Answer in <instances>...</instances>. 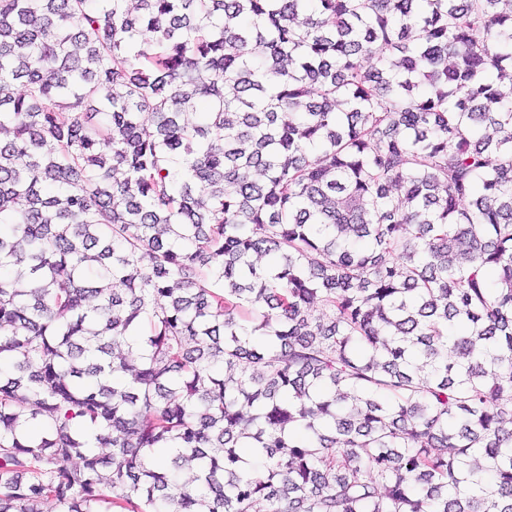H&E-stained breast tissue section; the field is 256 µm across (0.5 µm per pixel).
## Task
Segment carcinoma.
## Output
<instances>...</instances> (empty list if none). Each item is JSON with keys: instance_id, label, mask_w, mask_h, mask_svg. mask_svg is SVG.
Wrapping results in <instances>:
<instances>
[{"instance_id": "1", "label": "carcinoma", "mask_w": 512, "mask_h": 512, "mask_svg": "<svg viewBox=\"0 0 512 512\" xmlns=\"http://www.w3.org/2000/svg\"><path fill=\"white\" fill-rule=\"evenodd\" d=\"M506 78L512 0H0V512H512Z\"/></svg>"}]
</instances>
